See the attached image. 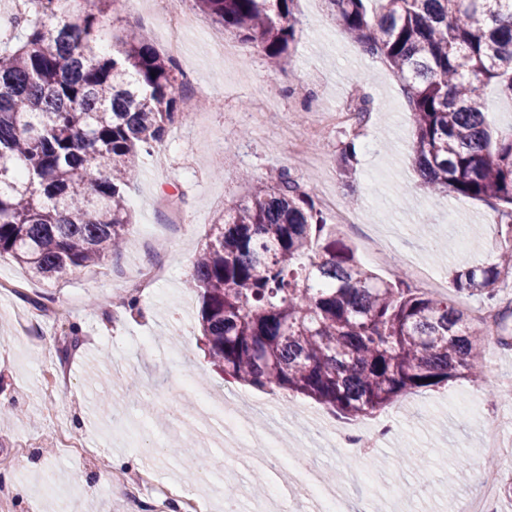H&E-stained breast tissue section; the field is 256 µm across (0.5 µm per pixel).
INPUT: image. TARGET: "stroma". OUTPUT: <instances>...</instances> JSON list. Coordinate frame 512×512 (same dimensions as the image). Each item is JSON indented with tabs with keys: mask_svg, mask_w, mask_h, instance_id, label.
<instances>
[{
	"mask_svg": "<svg viewBox=\"0 0 512 512\" xmlns=\"http://www.w3.org/2000/svg\"><path fill=\"white\" fill-rule=\"evenodd\" d=\"M300 39L289 61L271 69L265 56L224 32L203 13L187 31L177 58L180 118L146 155L128 189L134 222L120 255L57 283L31 279L11 257H0V280L23 285L0 295V497L9 512H156L154 486L169 489L166 512H185L193 498L206 512H224V482L253 486L240 512H264L270 487H294L287 468L257 473L248 452L201 440L223 425L221 416L192 411L188 398L229 395L266 399L259 389L217 373L205 353L199 296L185 285L191 263L205 244L210 224L235 204L252 182L289 170L316 197L331 196L362 223L376 225L391 247L382 262L367 255L348 228L341 235L356 257L380 278L406 275L414 263L442 276L475 262L494 261L500 217L480 201L445 195L424 197L412 163L414 127L400 83L387 64L367 56L343 32L326 0H297ZM162 14H131L125 5L101 13L105 36L141 29L157 37ZM369 95L373 112L358 130L327 124L328 113ZM361 151L350 176L338 167L344 141ZM181 210L183 225L169 226L156 197ZM162 265L149 291L135 293L141 269ZM42 297L64 319H41L31 304ZM79 347L67 349L71 328ZM485 382L460 378L413 392L391 408L351 420L300 394H289L295 413L325 417L337 427L402 424L399 437L378 449L365 484L348 480L346 462L332 452H311L303 425L289 447L309 449V467L337 492L369 502L375 512H402L392 485L407 484L418 512H456L474 492V465L484 463L487 420L505 408V395L489 396ZM477 403L462 415L458 405ZM95 449L93 459L64 451L60 433ZM408 446L428 461L419 472L400 461ZM233 458L231 476L202 480L203 466ZM471 468L456 489L448 474L458 460ZM152 472V489L137 500L113 481L114 474ZM26 496H19L18 488Z\"/></svg>",
	"mask_w": 512,
	"mask_h": 512,
	"instance_id": "1",
	"label": "stroma"
}]
</instances>
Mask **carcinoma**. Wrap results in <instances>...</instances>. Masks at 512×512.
<instances>
[{"label":"carcinoma","mask_w":512,"mask_h":512,"mask_svg":"<svg viewBox=\"0 0 512 512\" xmlns=\"http://www.w3.org/2000/svg\"><path fill=\"white\" fill-rule=\"evenodd\" d=\"M273 66L290 56L297 0H194ZM351 40L385 60L415 129L420 187L500 215L499 262L455 271L452 288L498 305L512 270V127L493 129L484 88L512 99V0H327ZM17 43L0 48V257L59 280L118 252L127 189L180 117L177 64L130 30L103 51L93 10L22 0ZM355 139L339 166L351 174ZM187 286L211 364L256 388L301 394L346 418L482 373L488 330L448 296L384 280L328 227L312 193L281 170L212 224Z\"/></svg>","instance_id":"1"}]
</instances>
